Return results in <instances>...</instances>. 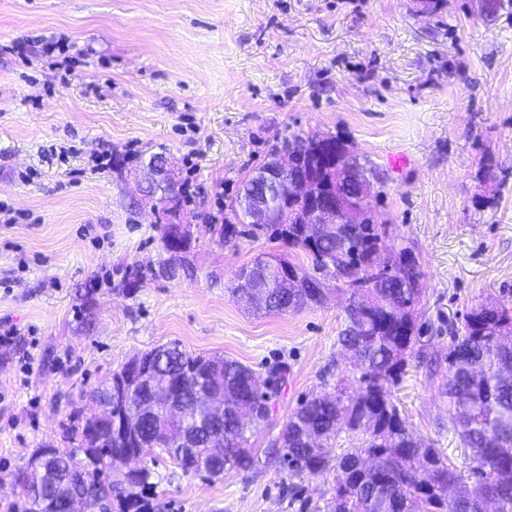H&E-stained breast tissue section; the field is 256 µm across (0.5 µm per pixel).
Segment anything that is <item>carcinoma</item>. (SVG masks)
I'll return each instance as SVG.
<instances>
[{"label":"carcinoma","instance_id":"obj_1","mask_svg":"<svg viewBox=\"0 0 512 512\" xmlns=\"http://www.w3.org/2000/svg\"><path fill=\"white\" fill-rule=\"evenodd\" d=\"M271 163L290 170L315 168L316 183L336 193L358 173L372 185L374 169L347 151L336 136L321 139L293 135L270 159L241 184L232 219L209 230L224 241L237 237V225L249 214L252 192L258 188ZM175 183H156L151 197L163 204L173 197ZM272 214H288L290 222L254 224L252 231L280 239L305 254L309 266L288 258L254 260L253 275L264 279L266 296L254 302L265 311L295 310L318 304L323 288L316 277H332L350 292L345 308V328L339 342L354 352L361 375L352 395L338 390L333 395L307 399L284 425L269 457L291 476L312 477L336 468V487L330 501L316 512H487L486 501L496 500L494 512H512V307L481 305L467 317L464 333L453 337L448 351V382L451 411L458 437L470 451L475 466L466 477L438 448L427 444L406 421L392 398L391 386L408 365L419 337L415 307L420 301V263L413 250L394 253L401 276L392 278L374 264V254L386 249L378 224H350L345 233L331 234L321 224H305L310 203L305 197L267 199ZM143 365L171 377L167 392L159 394L142 381L108 400L110 389L94 392L103 405H112V416L125 419L121 430L105 427L94 439L89 431L97 420L82 429L83 457L61 450L43 464L40 473L25 480L30 512H54L56 498L67 476L76 481L93 505L112 498L120 512H147L143 492L151 488L147 466L133 474L120 470L131 452L145 457L157 449L184 472H203L219 479L230 469H247L253 463L249 439L257 423L266 418L268 401L261 400L255 422L242 423L238 406L254 398L253 370L237 360L194 355L165 345L137 355ZM218 390L224 397L222 426L207 431L193 460L174 447L172 433L202 428L211 419L198 393ZM358 438L351 451L336 454L341 432ZM371 456L370 472L353 471L356 461Z\"/></svg>","mask_w":512,"mask_h":512}]
</instances>
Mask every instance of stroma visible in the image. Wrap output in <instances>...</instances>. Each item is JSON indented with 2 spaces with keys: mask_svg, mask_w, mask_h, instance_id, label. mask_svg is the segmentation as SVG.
<instances>
[{
  "mask_svg": "<svg viewBox=\"0 0 512 512\" xmlns=\"http://www.w3.org/2000/svg\"><path fill=\"white\" fill-rule=\"evenodd\" d=\"M0 0V512H27L21 473L42 448H75L94 390L133 356L173 341L266 383L287 365L252 438L257 462L223 478L149 459L151 512H313L331 474L267 458L288 416L359 372L338 336L347 295L254 313L237 270L288 245L208 230L287 134L335 135L381 176L370 206L385 242L421 265L429 325L392 386L407 424L469 468L442 385L472 307H512V0ZM68 148L65 159L42 148ZM112 165L91 173V156ZM173 166L186 269L162 270L165 219L141 170ZM30 181H22V174ZM142 279L129 287L127 268Z\"/></svg>",
  "mask_w": 512,
  "mask_h": 512,
  "instance_id": "35a3bbf8",
  "label": "stroma"
}]
</instances>
